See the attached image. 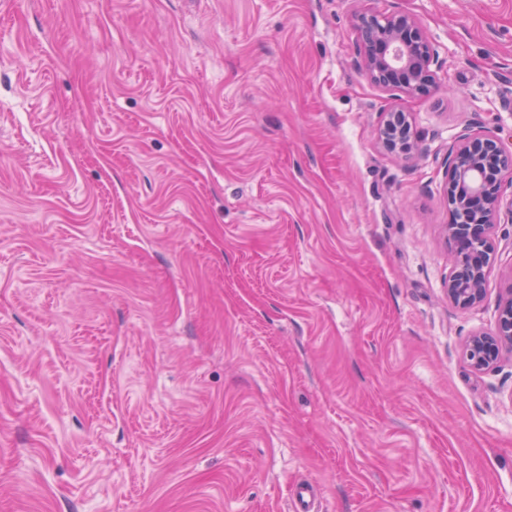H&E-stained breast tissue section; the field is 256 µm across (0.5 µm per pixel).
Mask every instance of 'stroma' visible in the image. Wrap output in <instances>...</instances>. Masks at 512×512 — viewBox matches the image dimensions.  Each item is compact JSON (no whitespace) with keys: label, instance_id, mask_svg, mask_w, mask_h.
Wrapping results in <instances>:
<instances>
[{"label":"stroma","instance_id":"obj_1","mask_svg":"<svg viewBox=\"0 0 512 512\" xmlns=\"http://www.w3.org/2000/svg\"><path fill=\"white\" fill-rule=\"evenodd\" d=\"M369 8L436 87L371 80ZM466 129L512 151V0H0V512H512V352L463 356L512 181L446 295ZM356 22L363 34L362 65L380 88L422 94L435 85L439 57L416 17L368 11ZM380 135L384 142L393 149L409 151L412 146L409 142V128L402 112H391L385 120Z\"/></svg>","mask_w":512,"mask_h":512}]
</instances>
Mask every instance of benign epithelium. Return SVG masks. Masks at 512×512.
<instances>
[{"mask_svg":"<svg viewBox=\"0 0 512 512\" xmlns=\"http://www.w3.org/2000/svg\"><path fill=\"white\" fill-rule=\"evenodd\" d=\"M356 22L363 34L362 65L380 88L422 94L435 85L438 54L416 17L368 11L359 13ZM380 135L393 149H411L402 112L389 113ZM506 175L512 177V154L490 133L465 131L448 155V208L462 219L445 226L448 240L458 244L447 293L448 300L461 307L483 298L493 257L491 236L500 210V183ZM505 348L512 350V289L501 305L495 331L471 337L463 354L475 369L483 370Z\"/></svg>","mask_w":512,"mask_h":512,"instance_id":"1","label":"benign epithelium"}]
</instances>
